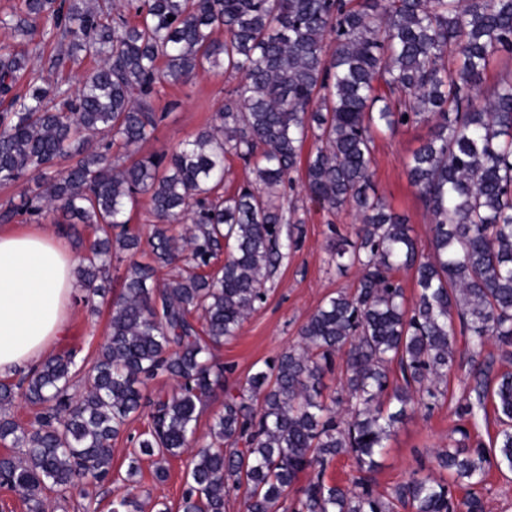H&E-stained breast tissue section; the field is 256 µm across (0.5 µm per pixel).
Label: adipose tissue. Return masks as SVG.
<instances>
[{"label": "adipose tissue", "instance_id": "adipose-tissue-1", "mask_svg": "<svg viewBox=\"0 0 512 512\" xmlns=\"http://www.w3.org/2000/svg\"><path fill=\"white\" fill-rule=\"evenodd\" d=\"M75 264L43 227L0 228V374L38 364L64 333Z\"/></svg>", "mask_w": 512, "mask_h": 512}]
</instances>
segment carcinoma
Listing matches in <instances>:
<instances>
[{
	"mask_svg": "<svg viewBox=\"0 0 512 512\" xmlns=\"http://www.w3.org/2000/svg\"><path fill=\"white\" fill-rule=\"evenodd\" d=\"M124 8L135 21L111 0H23L25 17L0 22L31 45L0 44V184L28 178L18 201L0 206V223L60 213L93 226L77 267L89 302L104 295L118 253H129L90 362L53 355L16 384L0 381V442L17 449L0 455V488L44 512L46 493L64 500L105 480L112 441L148 406L112 512H141V457L192 446L179 512H225L240 489L246 512H484L477 487L491 462L512 471V372L492 380L491 363L479 360L490 340L512 358V78L483 88L491 61L512 54V0H126ZM44 18L66 46L53 67L95 61L74 91L40 84L31 65ZM212 69L228 88L209 128L135 157L157 126V86ZM25 75L26 92L14 93ZM420 123L430 136L407 174L432 222L426 254L408 217L371 182L377 135ZM309 139L315 149L304 159ZM230 158L253 179L226 195ZM301 166L313 201L360 219L355 239L334 228L328 245L338 269L357 271L356 288L328 297L297 345L236 392L224 390L223 411L199 436L204 401L228 371L213 352L265 300L296 244L303 219L286 188ZM143 196L156 220L149 262L136 259L144 249L128 217ZM183 220L190 225L177 237ZM402 269L419 287L410 305L395 276ZM459 335L468 337L465 361ZM337 360L343 384L328 398L322 379ZM465 364L473 385L455 410L462 440L434 455L449 478L414 475L374 493L392 429L411 406L433 408L440 384ZM159 375L178 392L151 400L144 386ZM18 389L38 407L29 425L8 413ZM489 404L499 429L487 446L467 426ZM345 454L355 464L351 485L326 482ZM306 471L314 477L288 501ZM462 484L469 491L458 500L451 487Z\"/></svg>",
	"mask_w": 512,
	"mask_h": 512,
	"instance_id": "carcinoma-1",
	"label": "carcinoma"
}]
</instances>
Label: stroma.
<instances>
[{
    "label": "stroma",
    "mask_w": 512,
    "mask_h": 512,
    "mask_svg": "<svg viewBox=\"0 0 512 512\" xmlns=\"http://www.w3.org/2000/svg\"><path fill=\"white\" fill-rule=\"evenodd\" d=\"M39 45L42 57L38 69L48 83L77 81L92 65L91 59L87 58L77 64L69 62L61 68L51 67V59L60 50L57 39L47 36L40 39ZM225 85L223 74L213 71L200 74L184 85H159L155 107L163 112L164 118L152 138L140 147V155L193 138L203 130L224 103ZM429 132V126L419 124L401 128L395 135L377 138L372 165V185L376 194L382 196L395 212L408 216L424 250L429 247L431 224L415 188L408 181L406 162ZM288 196L300 207L304 219L301 240L275 278L268 282L264 303L250 314L237 336L226 340L216 350V360L228 367L226 387L244 385L264 360L297 344L300 327L322 301L339 291H353L357 283L355 270L341 272L329 266L327 252L332 230L354 237L359 222L353 213L347 209L328 212L309 201L299 186L289 191ZM84 294L81 286H73L67 329L52 343L51 354L73 349L78 359L89 360L103 343L109 308L102 302L94 307L86 305ZM465 389L463 373L450 375L446 397L439 405L430 410L418 408L403 423L396 425L372 476L377 492L392 491L413 474L430 473L435 450L455 446L460 435L455 430L454 412ZM145 423V417H137L129 424L127 436L114 443L112 474L107 480L85 486L83 494L71 496L63 505L55 498H48L46 512H82L80 505L86 498L92 500L97 512H111L114 497L123 490L122 479L134 450L130 438L141 432ZM191 457V452L187 451L168 458L165 463L168 476L162 482L155 477L154 460H142L143 512H159L164 505L176 512L186 488Z\"/></svg>",
    "instance_id": "1"
}]
</instances>
